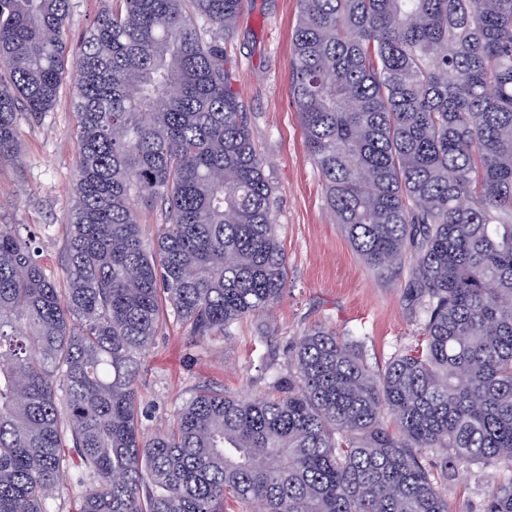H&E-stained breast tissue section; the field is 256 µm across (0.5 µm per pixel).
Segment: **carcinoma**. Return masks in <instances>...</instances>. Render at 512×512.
<instances>
[{
	"label": "carcinoma",
	"mask_w": 512,
	"mask_h": 512,
	"mask_svg": "<svg viewBox=\"0 0 512 512\" xmlns=\"http://www.w3.org/2000/svg\"><path fill=\"white\" fill-rule=\"evenodd\" d=\"M299 4L307 150L362 261L409 264L420 345L375 369L310 330L265 390L203 387L144 439L167 317L203 340L251 319L267 343L288 288L224 53L242 0H112L70 69L72 0H0V165L67 77L77 143L66 288L0 224V512H51L65 480L90 484L77 512H451L462 462L489 469L485 512H512V0Z\"/></svg>",
	"instance_id": "cac0c4a2"
}]
</instances>
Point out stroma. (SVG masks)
Segmentation results:
<instances>
[{"label": "stroma", "instance_id": "stroma-1", "mask_svg": "<svg viewBox=\"0 0 512 512\" xmlns=\"http://www.w3.org/2000/svg\"><path fill=\"white\" fill-rule=\"evenodd\" d=\"M298 14V0H245L225 43L233 88L276 188L274 219L288 261V288L272 311L277 334L270 345H261L251 322L244 321L230 336L202 341L186 325L168 323L142 356L138 396L148 412L144 435L169 423L198 387L259 392L268 352L285 357L307 330L326 327L358 340L370 363L379 366L421 337L408 297L409 267L380 274L365 265L327 207L322 176L289 95ZM74 126L71 91L65 86L49 112L20 119L21 161L0 166V219L26 225L39 260L55 274L65 262L77 159ZM485 476L479 464H463L449 474L445 491L452 512H484Z\"/></svg>", "mask_w": 512, "mask_h": 512}]
</instances>
